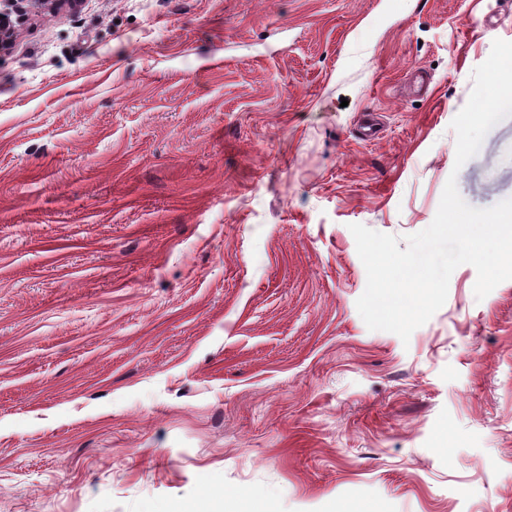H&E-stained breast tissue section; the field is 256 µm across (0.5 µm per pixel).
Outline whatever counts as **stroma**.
Here are the masks:
<instances>
[{"label": "stroma", "mask_w": 512, "mask_h": 512, "mask_svg": "<svg viewBox=\"0 0 512 512\" xmlns=\"http://www.w3.org/2000/svg\"><path fill=\"white\" fill-rule=\"evenodd\" d=\"M512 0H81L0 56V512H512V280L369 330L350 225L449 176Z\"/></svg>", "instance_id": "obj_1"}]
</instances>
